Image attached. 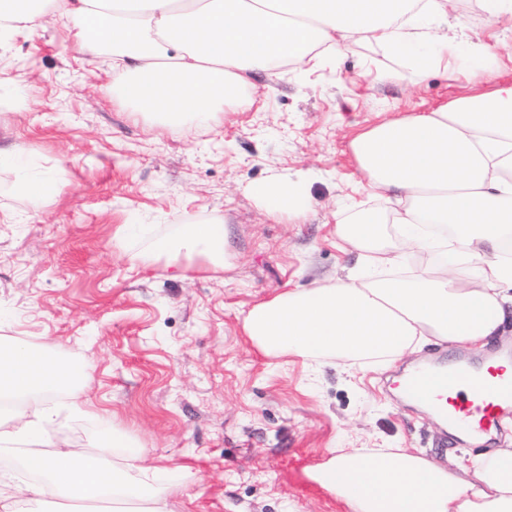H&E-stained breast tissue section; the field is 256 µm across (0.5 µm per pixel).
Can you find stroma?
I'll return each mask as SVG.
<instances>
[{
  "mask_svg": "<svg viewBox=\"0 0 512 512\" xmlns=\"http://www.w3.org/2000/svg\"><path fill=\"white\" fill-rule=\"evenodd\" d=\"M458 13L474 43L512 58L480 0ZM463 91L443 69L366 44L308 75L283 69L252 107L210 126L164 128L117 101L111 49L88 54L65 22L0 39V149L64 168L35 205L0 166V337L77 357L87 373L77 400L58 398L55 436L93 450L130 436L171 512H351L308 476L331 449L409 448L442 463L488 451L391 395L388 372L272 359L243 328L255 305L356 263L337 245L336 210L378 197L354 189L352 138ZM300 171L304 213L267 215L255 186ZM202 222L224 227L223 267L171 279L131 262Z\"/></svg>",
  "mask_w": 512,
  "mask_h": 512,
  "instance_id": "stroma-1",
  "label": "stroma"
}]
</instances>
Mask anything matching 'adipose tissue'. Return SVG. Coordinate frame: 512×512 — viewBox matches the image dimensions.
Wrapping results in <instances>:
<instances>
[{"label":"adipose tissue","mask_w":512,"mask_h":512,"mask_svg":"<svg viewBox=\"0 0 512 512\" xmlns=\"http://www.w3.org/2000/svg\"><path fill=\"white\" fill-rule=\"evenodd\" d=\"M454 0H0V36L62 19L81 46L115 55L112 87L134 112L163 126H207L229 104L252 106L258 76L283 66L302 72L329 54L375 43L409 55L420 70L445 65L451 79L495 80L429 111L393 117L350 143L357 169L389 207L338 210L336 235L372 270L357 269L309 290L254 306L244 330L268 357L333 359L387 368L426 341L473 346L499 333L512 306V82H497L499 59L457 64L470 28ZM308 176L276 179L258 193L268 213H299ZM437 261L403 280L384 278L398 258L389 232ZM220 224H189L153 244L140 262H163L172 277L185 261L224 264ZM83 369L26 339H0V399L28 397L32 410L0 414V446L37 444L23 464L43 478L27 502L108 501L113 512H169L164 491L130 438L113 435L111 461L84 448L52 451L54 400L80 389ZM351 512H512V448L472 466H443L405 448H336L310 474Z\"/></svg>","instance_id":"1"}]
</instances>
